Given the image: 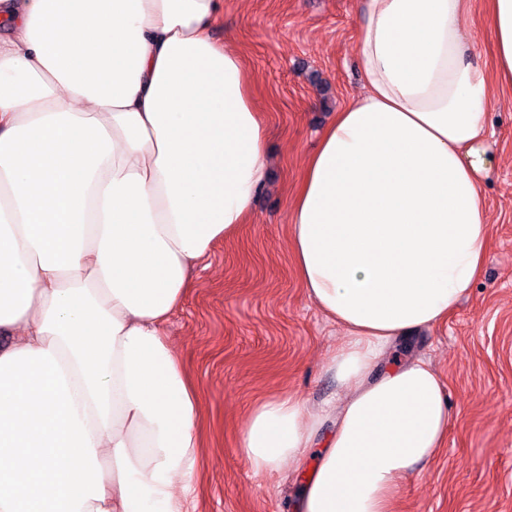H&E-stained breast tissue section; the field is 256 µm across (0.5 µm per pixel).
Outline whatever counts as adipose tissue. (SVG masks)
Wrapping results in <instances>:
<instances>
[{
	"instance_id": "1",
	"label": "adipose tissue",
	"mask_w": 512,
	"mask_h": 512,
	"mask_svg": "<svg viewBox=\"0 0 512 512\" xmlns=\"http://www.w3.org/2000/svg\"><path fill=\"white\" fill-rule=\"evenodd\" d=\"M494 72L467 59L471 0H365L362 91L288 205L308 297L345 332L342 392H282L241 436L254 473L295 462L298 512H391L448 440L425 354L490 234L492 84H512V0H485ZM223 0H0V512H190L199 392L165 324L268 180V130ZM332 430H324L326 420Z\"/></svg>"
}]
</instances>
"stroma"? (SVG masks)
<instances>
[{"label":"stroma","instance_id":"obj_1","mask_svg":"<svg viewBox=\"0 0 512 512\" xmlns=\"http://www.w3.org/2000/svg\"><path fill=\"white\" fill-rule=\"evenodd\" d=\"M363 0H224L216 36L256 77L269 178L247 224L217 242L168 331L201 393L195 512H296L300 484L255 474L240 448L247 416L282 391L309 403L339 385L325 364L343 330L308 298L288 246L287 209L335 112L361 91ZM494 168L483 202L491 241L481 277L442 326L415 334L449 390L448 443L404 478L394 512H512V87L494 91Z\"/></svg>","mask_w":512,"mask_h":512}]
</instances>
